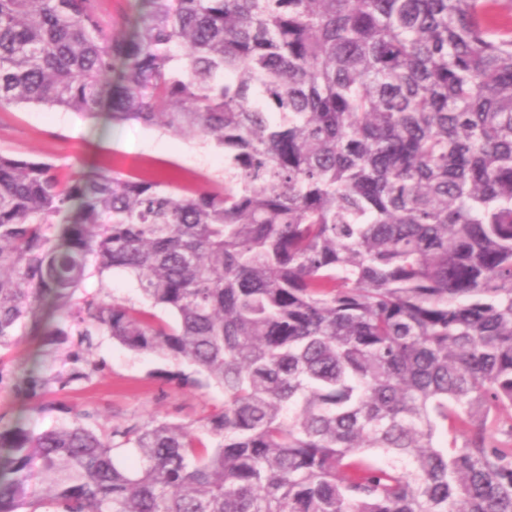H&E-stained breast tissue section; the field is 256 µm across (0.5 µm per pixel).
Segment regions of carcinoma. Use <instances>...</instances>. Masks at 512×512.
I'll list each match as a JSON object with an SVG mask.
<instances>
[{"instance_id":"1","label":"carcinoma","mask_w":512,"mask_h":512,"mask_svg":"<svg viewBox=\"0 0 512 512\" xmlns=\"http://www.w3.org/2000/svg\"><path fill=\"white\" fill-rule=\"evenodd\" d=\"M0 0V108L224 148L0 154V349L105 332L224 390L0 430V512H512V0ZM119 272L147 306L78 297ZM149 146L131 149L129 139ZM0 153L42 160L78 172L95 165L122 176L159 171L186 189L224 179V149L212 140L174 136L137 122L104 128L58 107L7 106L0 111Z\"/></svg>"}]
</instances>
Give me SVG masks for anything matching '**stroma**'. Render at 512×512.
<instances>
[{
  "mask_svg": "<svg viewBox=\"0 0 512 512\" xmlns=\"http://www.w3.org/2000/svg\"><path fill=\"white\" fill-rule=\"evenodd\" d=\"M145 140L132 149L129 139ZM0 153L48 161L71 172L89 165L123 176L157 171L186 189L224 177V151L212 140L174 136L136 122L102 127L80 114L46 105L8 106L0 111ZM37 353L22 337L0 352V429L24 420L36 433L81 420L94 429L131 424L148 416L186 425L220 408L224 394L215 386L184 383L192 367L157 353L134 352L105 333L90 346H66L42 354L43 383L33 391L20 387ZM83 369L69 384L58 375Z\"/></svg>",
  "mask_w": 512,
  "mask_h": 512,
  "instance_id": "1",
  "label": "stroma"
}]
</instances>
